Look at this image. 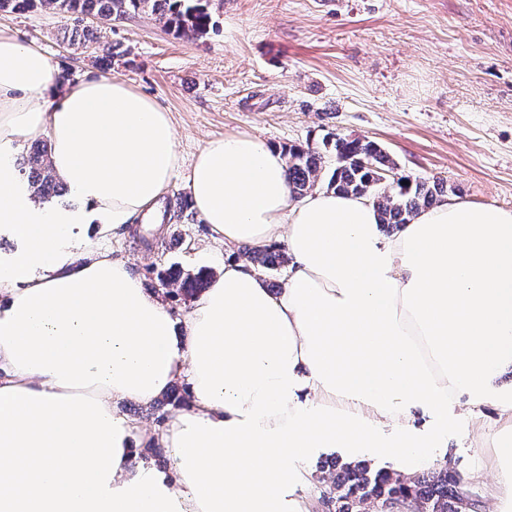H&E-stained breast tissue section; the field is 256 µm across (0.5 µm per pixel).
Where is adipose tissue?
<instances>
[{
  "instance_id": "ef3b65f1",
  "label": "adipose tissue",
  "mask_w": 512,
  "mask_h": 512,
  "mask_svg": "<svg viewBox=\"0 0 512 512\" xmlns=\"http://www.w3.org/2000/svg\"><path fill=\"white\" fill-rule=\"evenodd\" d=\"M48 137L77 209L36 202L16 151ZM180 157L168 112L118 78L58 88L48 58L0 28V512H309L295 467L319 448L445 466L448 424L495 407L494 512H512V211L458 198L383 231L368 198L295 194L282 150L208 139L190 206L225 245L283 246L288 276L225 259L176 319L77 225L154 212ZM186 382L155 435L176 478L137 464L122 400Z\"/></svg>"
}]
</instances>
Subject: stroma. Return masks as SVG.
<instances>
[{"label": "stroma", "mask_w": 512, "mask_h": 512, "mask_svg": "<svg viewBox=\"0 0 512 512\" xmlns=\"http://www.w3.org/2000/svg\"><path fill=\"white\" fill-rule=\"evenodd\" d=\"M204 36H176L155 15L102 26L121 45L105 58L70 45L51 8L0 12V26L38 46L53 75L74 84L116 77L169 112L181 157L160 202L163 233L139 220L92 244L123 258L153 292L160 275L216 270L224 247L192 209H180L200 146L248 133L284 147L328 133L378 142L410 179L444 178L459 199L512 209V0H207ZM179 402H119L132 424L160 430L189 410ZM498 414L461 416L448 427V465L465 482L473 512L491 506Z\"/></svg>", "instance_id": "obj_1"}]
</instances>
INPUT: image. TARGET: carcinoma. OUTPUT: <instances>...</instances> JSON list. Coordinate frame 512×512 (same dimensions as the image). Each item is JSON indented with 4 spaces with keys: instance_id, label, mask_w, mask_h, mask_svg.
Masks as SVG:
<instances>
[{
    "instance_id": "obj_1",
    "label": "carcinoma",
    "mask_w": 512,
    "mask_h": 512,
    "mask_svg": "<svg viewBox=\"0 0 512 512\" xmlns=\"http://www.w3.org/2000/svg\"><path fill=\"white\" fill-rule=\"evenodd\" d=\"M50 6L70 20L65 28L72 42L84 43L93 32L85 24L90 18L120 21L132 13L147 10L178 35L206 33L211 15L201 0H0V12L32 10ZM293 191L306 193L328 175L327 189L370 198L382 224L394 228L407 223L419 210L457 192L444 178L411 181L397 173L395 161L374 141L331 133L322 147L312 144L284 148ZM28 172V182L40 197L58 193L59 185L48 159L47 145L35 143L19 162ZM244 256L256 267L276 270L285 263L274 248L248 247ZM212 275L201 270L194 277L180 279L170 273L162 279L174 286L170 295L194 296L205 290ZM329 485L320 496L327 512H389L394 502L408 499L416 512H470L472 503L464 493L461 478L449 468L413 479L376 469L366 462L340 465L328 473Z\"/></svg>"
}]
</instances>
